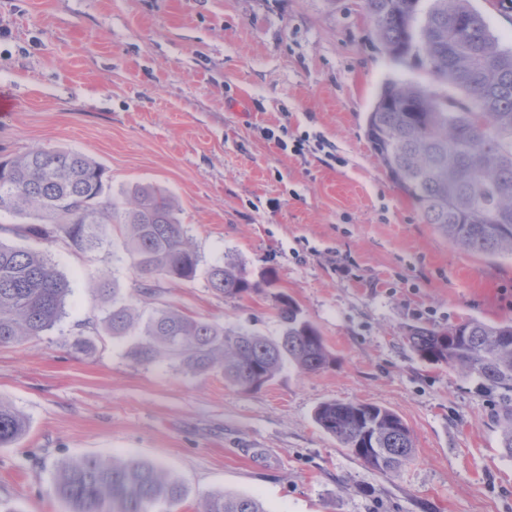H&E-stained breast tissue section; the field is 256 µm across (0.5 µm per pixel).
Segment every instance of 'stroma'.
<instances>
[{"label":"stroma","mask_w":512,"mask_h":512,"mask_svg":"<svg viewBox=\"0 0 512 512\" xmlns=\"http://www.w3.org/2000/svg\"><path fill=\"white\" fill-rule=\"evenodd\" d=\"M392 79L433 83L389 58L362 0H0V157L68 150L103 166L114 197L156 187L202 267L231 260L264 284L232 301L200 275L144 297L123 225L92 253L40 244L72 294L52 330L0 347V402L29 422L0 447V512H68L55 470L82 456L164 465L189 490L179 512L217 491L270 512H512L497 394L402 342L414 326L512 320V257L452 244L390 182L365 116ZM103 275L142 315L171 308L269 338L273 296L287 294L335 362L247 390L164 357L139 364L132 337L103 330L72 352L100 317ZM332 400L397 413L413 460L385 476L356 458L314 420Z\"/></svg>","instance_id":"35a3bbf8"}]
</instances>
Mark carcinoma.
<instances>
[{
	"instance_id": "cac0c4a2",
	"label": "carcinoma",
	"mask_w": 512,
	"mask_h": 512,
	"mask_svg": "<svg viewBox=\"0 0 512 512\" xmlns=\"http://www.w3.org/2000/svg\"><path fill=\"white\" fill-rule=\"evenodd\" d=\"M417 0H363L367 19L388 56L426 66L434 82L459 99L412 83L388 81L366 114L371 150L391 182L427 224L467 250L512 256V50L490 33L470 0H429L416 50L411 39ZM22 220L17 234L63 240L82 252L100 248L108 224L128 228L124 248L143 295L161 281L191 282L200 257L173 200L137 185L121 201L106 192L105 172L71 151L35 147L0 159V213ZM207 287L236 299L260 291L242 266L227 261L206 274ZM101 323L114 336H135L133 359L161 356L191 373L219 371L244 389H259L285 366L317 372L334 362L317 328L288 295L275 296L281 324L270 339L243 327L196 319L173 309L142 319L121 289H100ZM70 282L40 251L0 242V346L44 335L66 314ZM405 344L423 361L459 367L500 393L501 448L512 458V322L465 319L446 329L416 327ZM317 424L376 471L391 475L413 457V439L393 411L364 402L322 403ZM25 417L0 402V447L18 442ZM52 492L69 512H176L185 485L146 460L85 456L61 462ZM199 512H268L258 498L214 494Z\"/></svg>"
}]
</instances>
